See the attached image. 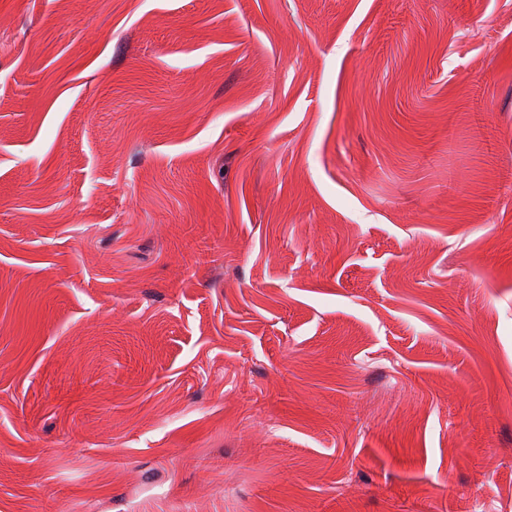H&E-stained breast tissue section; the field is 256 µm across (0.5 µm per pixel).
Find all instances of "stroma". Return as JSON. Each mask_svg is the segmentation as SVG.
<instances>
[{"label":"stroma","mask_w":512,"mask_h":512,"mask_svg":"<svg viewBox=\"0 0 512 512\" xmlns=\"http://www.w3.org/2000/svg\"><path fill=\"white\" fill-rule=\"evenodd\" d=\"M512 512V0H0V512Z\"/></svg>","instance_id":"obj_1"}]
</instances>
